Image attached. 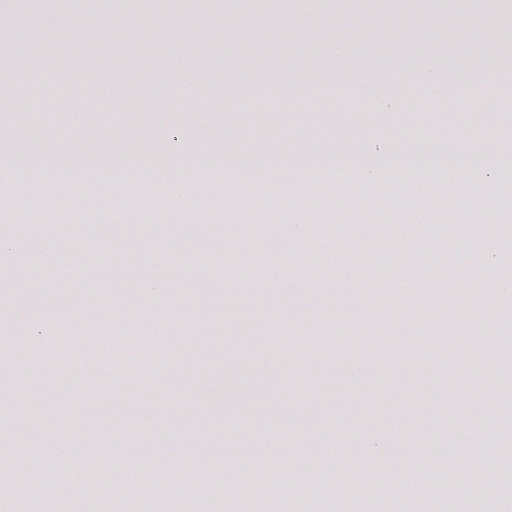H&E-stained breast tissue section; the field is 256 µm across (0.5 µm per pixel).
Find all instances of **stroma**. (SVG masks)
Instances as JSON below:
<instances>
[{
	"instance_id": "stroma-1",
	"label": "stroma",
	"mask_w": 512,
	"mask_h": 512,
	"mask_svg": "<svg viewBox=\"0 0 512 512\" xmlns=\"http://www.w3.org/2000/svg\"><path fill=\"white\" fill-rule=\"evenodd\" d=\"M254 9L0 0L14 40L46 46L30 81L0 44V324L30 326L37 364H19L13 338L0 339V386L22 397L0 424V502L63 470L109 481L136 457L109 507L89 488L73 512H125L131 492L159 501L187 471L183 512H229L214 465L256 503L237 463L262 448L282 488L376 466L393 512L409 498L448 512V496H427L438 449L457 462L454 490L475 485L481 458L512 448V380L469 366L475 349L445 327L479 315L493 338L508 324L496 312L512 303V277L471 267L496 251L483 229L500 213L459 161L493 154L512 174V112L495 108L506 86L493 78L512 58V0H265L260 25ZM255 42L275 63L262 79L239 63ZM433 60L448 94L414 80ZM90 68L97 83L85 81ZM375 77L396 82L393 106L366 99ZM31 144L46 190L23 199L12 188ZM72 152L110 160L83 187L107 206L50 234L57 158ZM359 156L384 169L386 194L351 172ZM409 156L439 164L413 172L399 163ZM246 168L310 201L348 181L362 194L324 216L321 236H297L308 209L265 225L242 207ZM440 170L453 176L443 209ZM155 182L168 194L143 231L138 200ZM420 197L422 217L411 213ZM435 224L458 230L424 234ZM18 259L40 266L39 288L14 276ZM117 369L128 372L121 388Z\"/></svg>"
}]
</instances>
